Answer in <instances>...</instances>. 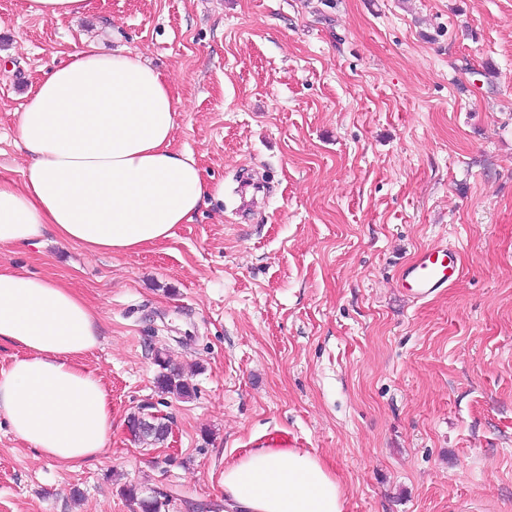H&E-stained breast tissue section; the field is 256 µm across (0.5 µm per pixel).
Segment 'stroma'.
I'll return each instance as SVG.
<instances>
[{"label":"stroma","instance_id":"obj_1","mask_svg":"<svg viewBox=\"0 0 512 512\" xmlns=\"http://www.w3.org/2000/svg\"><path fill=\"white\" fill-rule=\"evenodd\" d=\"M57 20L0 0V173L18 114L85 43L139 55L177 98L173 146L207 197L143 251L46 234L0 262L99 310L85 365L112 445L71 470L0 418V512H228L225 463L301 448L345 512H512V0H88ZM462 280L399 286L424 248ZM194 393L156 384L159 359ZM162 413V446L127 421ZM80 498H73V491Z\"/></svg>","mask_w":512,"mask_h":512}]
</instances>
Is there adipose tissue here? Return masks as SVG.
I'll use <instances>...</instances> for the list:
<instances>
[{
  "label": "adipose tissue",
  "mask_w": 512,
  "mask_h": 512,
  "mask_svg": "<svg viewBox=\"0 0 512 512\" xmlns=\"http://www.w3.org/2000/svg\"><path fill=\"white\" fill-rule=\"evenodd\" d=\"M177 99L140 56L92 44L45 73L19 114L29 156L0 176V248L53 232L93 253L173 237L209 194L194 158L172 148ZM98 310L73 288L0 263V416L44 457L78 468L112 444V400L81 359L100 344ZM235 512H344L340 479L296 448H257L224 468Z\"/></svg>",
  "instance_id": "1"
}]
</instances>
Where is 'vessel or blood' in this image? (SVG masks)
Here are the masks:
<instances>
[{
	"label": "vessel or blood",
	"mask_w": 512,
	"mask_h": 512,
	"mask_svg": "<svg viewBox=\"0 0 512 512\" xmlns=\"http://www.w3.org/2000/svg\"><path fill=\"white\" fill-rule=\"evenodd\" d=\"M460 275L461 269L453 250L431 248L420 252L404 269L400 286L422 299L450 286Z\"/></svg>",
	"instance_id": "b4317fda"
}]
</instances>
